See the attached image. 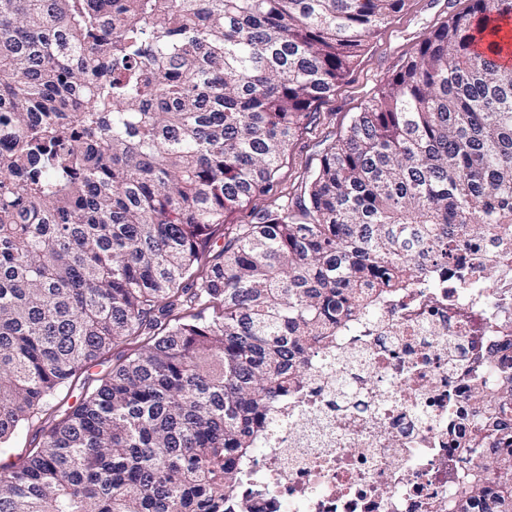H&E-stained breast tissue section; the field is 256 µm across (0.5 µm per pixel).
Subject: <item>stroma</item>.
<instances>
[{
	"mask_svg": "<svg viewBox=\"0 0 512 512\" xmlns=\"http://www.w3.org/2000/svg\"><path fill=\"white\" fill-rule=\"evenodd\" d=\"M469 7L470 0H405L402 10L368 40L351 74L317 106L313 122L298 133L277 175L282 195L292 200L300 196L324 149L376 90L441 23ZM82 392L83 382L78 379L51 398L8 443L0 445V463L19 462L26 449L41 440L53 416L78 405Z\"/></svg>",
	"mask_w": 512,
	"mask_h": 512,
	"instance_id": "1",
	"label": "stroma"
}]
</instances>
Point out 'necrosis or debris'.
Listing matches in <instances>:
<instances>
[{
    "mask_svg": "<svg viewBox=\"0 0 512 512\" xmlns=\"http://www.w3.org/2000/svg\"><path fill=\"white\" fill-rule=\"evenodd\" d=\"M512 376V247L451 246L311 354L243 470L241 512H448L512 447L474 445L479 389Z\"/></svg>",
    "mask_w": 512,
    "mask_h": 512,
    "instance_id": "obj_1",
    "label": "necrosis or debris"
}]
</instances>
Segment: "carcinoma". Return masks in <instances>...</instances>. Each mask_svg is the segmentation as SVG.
Instances as JSON below:
<instances>
[{
	"label": "carcinoma",
	"instance_id": "cac0c4a2",
	"mask_svg": "<svg viewBox=\"0 0 512 512\" xmlns=\"http://www.w3.org/2000/svg\"><path fill=\"white\" fill-rule=\"evenodd\" d=\"M471 2L216 250L405 0H0V443L113 360L0 467V512H232L360 284L512 240V0ZM478 397L512 414V382ZM451 512H512V454Z\"/></svg>",
	"mask_w": 512,
	"mask_h": 512
}]
</instances>
